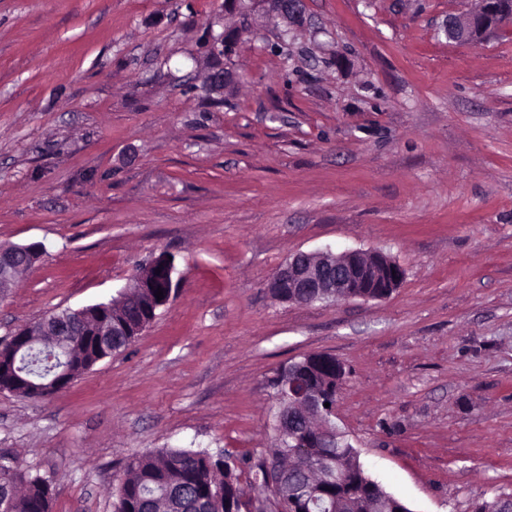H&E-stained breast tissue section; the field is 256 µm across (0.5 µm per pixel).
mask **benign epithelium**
Returning <instances> with one entry per match:
<instances>
[{"label": "benign epithelium", "mask_w": 512, "mask_h": 512, "mask_svg": "<svg viewBox=\"0 0 512 512\" xmlns=\"http://www.w3.org/2000/svg\"><path fill=\"white\" fill-rule=\"evenodd\" d=\"M224 13L239 19V23L213 40L212 54L224 57V66L213 69L202 86L208 94L224 95L234 82L235 73L231 68L233 58L239 54L243 35L257 30V21L262 18L273 25L280 38L288 36L301 26V0H224ZM512 16V0H480L477 9L449 16L444 23L445 36L459 44L479 45L491 34L498 31L505 19ZM43 247L39 243L27 245L0 246V298L11 287L16 271L31 268L41 257ZM149 267L160 273L134 275L119 290V294L139 299L150 294L152 288L167 289L163 304H168L174 288V261L168 255L157 256ZM404 269L392 258L380 252L345 250L334 252L326 249L314 253L299 252L288 257L273 274L268 288H276L282 298L294 302L301 298H312L320 303H333L346 299L378 300L388 297L402 282ZM112 303H97L77 309L67 308L62 314L63 321L85 327L90 313H95L98 327L93 332L99 350L112 349L115 336H125V345L133 342L150 325L144 321L133 327L123 321H112ZM38 332L23 327L16 330L4 345L12 351L24 347V337L34 334L39 341L52 342L60 325L57 312L53 311L37 324ZM288 399L295 408L302 407L318 413L330 414L333 408L325 407V400L310 391L305 384H288Z\"/></svg>", "instance_id": "obj_1"}]
</instances>
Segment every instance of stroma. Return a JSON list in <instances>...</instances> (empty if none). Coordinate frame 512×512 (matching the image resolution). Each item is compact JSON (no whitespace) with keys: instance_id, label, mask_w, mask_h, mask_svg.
Masks as SVG:
<instances>
[{"instance_id":"1","label":"stroma","mask_w":512,"mask_h":512,"mask_svg":"<svg viewBox=\"0 0 512 512\" xmlns=\"http://www.w3.org/2000/svg\"><path fill=\"white\" fill-rule=\"evenodd\" d=\"M476 0H304L245 40L224 102L200 87L224 0H0V245L44 252L0 299V339L112 300L160 253L176 289L122 352L33 401L0 391V454L52 512H112L157 448L248 467L273 380L346 374L336 426L411 512L512 495V25L446 38ZM377 251L380 300L281 302L294 253Z\"/></svg>"}]
</instances>
